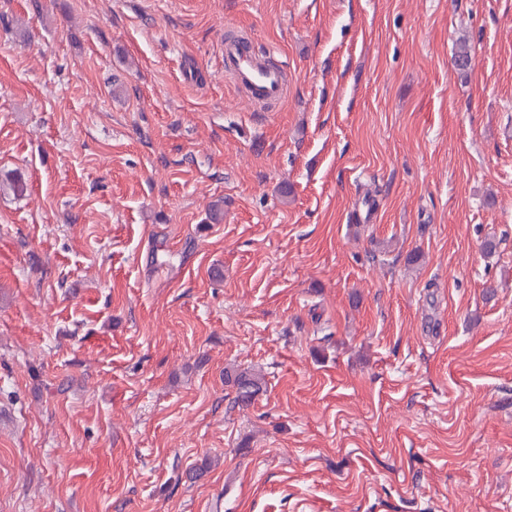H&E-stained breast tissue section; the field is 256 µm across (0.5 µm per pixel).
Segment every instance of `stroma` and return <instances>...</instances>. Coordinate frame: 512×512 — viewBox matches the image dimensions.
<instances>
[{"label":"stroma","mask_w":512,"mask_h":512,"mask_svg":"<svg viewBox=\"0 0 512 512\" xmlns=\"http://www.w3.org/2000/svg\"><path fill=\"white\" fill-rule=\"evenodd\" d=\"M0 512H512V0H0ZM224 75L254 103L277 104L287 96L285 68L257 55L245 29L233 28L224 36ZM263 376L248 369L224 372V383L233 386L237 392V402L247 407L262 390Z\"/></svg>","instance_id":"obj_1"}]
</instances>
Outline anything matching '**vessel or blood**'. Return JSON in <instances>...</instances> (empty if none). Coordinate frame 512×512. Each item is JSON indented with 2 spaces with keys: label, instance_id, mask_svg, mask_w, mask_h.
<instances>
[{
  "label": "vessel or blood",
  "instance_id": "b4317fda",
  "mask_svg": "<svg viewBox=\"0 0 512 512\" xmlns=\"http://www.w3.org/2000/svg\"><path fill=\"white\" fill-rule=\"evenodd\" d=\"M224 75L252 102L272 105L287 96L284 67L256 54L251 35L245 29H231L224 37Z\"/></svg>",
  "mask_w": 512,
  "mask_h": 512
}]
</instances>
